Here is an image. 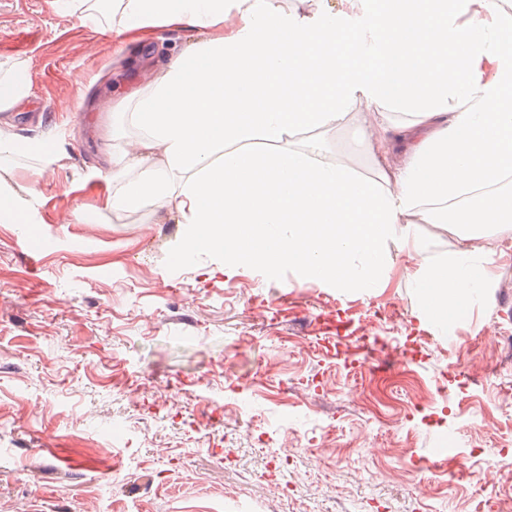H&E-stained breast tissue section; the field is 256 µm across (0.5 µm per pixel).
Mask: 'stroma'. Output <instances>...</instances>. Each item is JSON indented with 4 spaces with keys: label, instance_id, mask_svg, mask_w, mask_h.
Instances as JSON below:
<instances>
[{
    "label": "stroma",
    "instance_id": "1",
    "mask_svg": "<svg viewBox=\"0 0 512 512\" xmlns=\"http://www.w3.org/2000/svg\"><path fill=\"white\" fill-rule=\"evenodd\" d=\"M200 32L148 44L86 22L62 0H0V72L31 59L17 137L52 143L31 189L37 251L0 223V512H471L474 495L512 498V239L486 303L453 327L422 329L413 262L393 251L372 293L298 286L178 258L187 225L151 204L103 207L121 187L108 162L115 105L147 89ZM373 117L353 104L319 133L332 160L374 172L357 145ZM97 168L85 183L80 174ZM87 222H80V215ZM325 314L370 326L366 354H336ZM447 461L424 467L434 435Z\"/></svg>",
    "mask_w": 512,
    "mask_h": 512
}]
</instances>
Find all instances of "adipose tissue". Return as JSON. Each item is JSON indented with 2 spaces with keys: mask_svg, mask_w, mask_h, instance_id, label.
<instances>
[{
  "mask_svg": "<svg viewBox=\"0 0 512 512\" xmlns=\"http://www.w3.org/2000/svg\"><path fill=\"white\" fill-rule=\"evenodd\" d=\"M341 3L300 16L274 0H112L116 34L205 37L120 100L129 121L110 137L135 128L138 150L111 163L134 177L104 205L162 203L192 227L181 257L286 267L301 286L366 292L384 282L390 246L411 250L418 319L445 333L491 285L494 252L472 240L512 239V12L504 0ZM356 101L375 116L363 132L373 177L327 162L319 144L287 145L295 130L336 127ZM19 149L0 124V223L31 221L6 180ZM420 224L446 225L454 252L432 257Z\"/></svg>",
  "mask_w": 512,
  "mask_h": 512,
  "instance_id": "ef3b65f1",
  "label": "adipose tissue"
}]
</instances>
